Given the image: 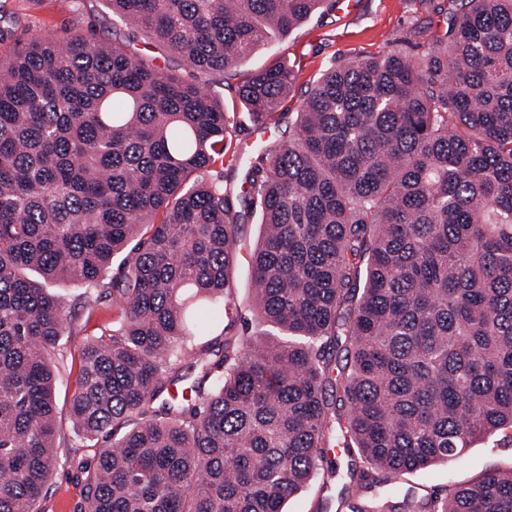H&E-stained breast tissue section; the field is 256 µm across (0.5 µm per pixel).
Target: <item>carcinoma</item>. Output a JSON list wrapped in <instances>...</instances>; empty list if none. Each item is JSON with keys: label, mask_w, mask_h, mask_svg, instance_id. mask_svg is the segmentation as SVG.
Segmentation results:
<instances>
[{"label": "carcinoma", "mask_w": 512, "mask_h": 512, "mask_svg": "<svg viewBox=\"0 0 512 512\" xmlns=\"http://www.w3.org/2000/svg\"><path fill=\"white\" fill-rule=\"evenodd\" d=\"M109 2L125 27L110 45L20 38L0 14V512H36L72 441L93 452L79 512H284L336 479L333 447L355 457L350 499L511 445L512 0L436 6L423 58L338 65L295 112L293 67L246 74L252 124L295 129L242 154L233 189L216 169L227 112L195 73L221 76L323 0ZM239 206L264 226L247 313ZM46 281L86 285L89 311L112 302L73 356L70 436L55 383L74 317ZM348 510L512 512V469Z\"/></svg>", "instance_id": "1"}]
</instances>
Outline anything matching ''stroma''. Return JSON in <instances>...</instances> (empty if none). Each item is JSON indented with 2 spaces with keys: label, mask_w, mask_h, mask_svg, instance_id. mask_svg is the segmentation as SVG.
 Here are the masks:
<instances>
[{
  "label": "stroma",
  "mask_w": 512,
  "mask_h": 512,
  "mask_svg": "<svg viewBox=\"0 0 512 512\" xmlns=\"http://www.w3.org/2000/svg\"><path fill=\"white\" fill-rule=\"evenodd\" d=\"M5 12L22 17L32 35L52 33L62 38L77 29L96 39L113 42L115 27L108 0H0ZM429 0H328L286 37L257 48L237 68L225 71L216 85L226 108L236 104V89L244 75L273 60L292 65L298 80L288 98L289 111H297L313 81L322 72L356 57L395 51L421 58L428 50L427 30L441 26ZM58 467L40 503L42 512H78L83 484L77 464L89 451L80 447L57 450ZM512 467V447L479 441L462 456L402 476L398 492L426 494L469 481L492 469ZM286 512H348L341 503V488L311 483L288 499Z\"/></svg>",
  "instance_id": "35a3bbf8"
}]
</instances>
